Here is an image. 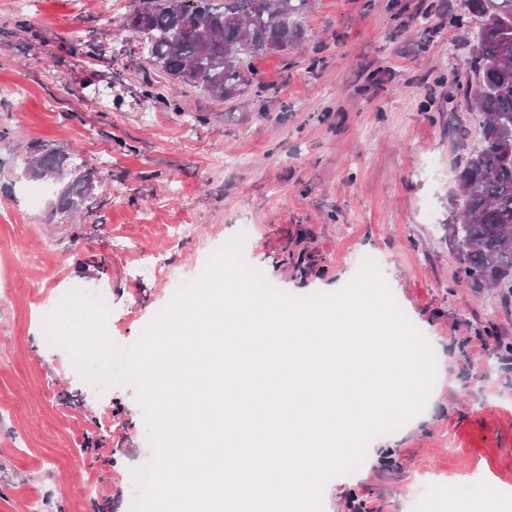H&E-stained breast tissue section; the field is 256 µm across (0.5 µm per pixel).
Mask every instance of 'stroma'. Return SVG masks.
<instances>
[{
    "instance_id": "stroma-1",
    "label": "stroma",
    "mask_w": 512,
    "mask_h": 512,
    "mask_svg": "<svg viewBox=\"0 0 512 512\" xmlns=\"http://www.w3.org/2000/svg\"><path fill=\"white\" fill-rule=\"evenodd\" d=\"M133 0H0V512H132L154 458L133 385L103 389L44 334L43 308L101 288L134 344L181 282L242 237L245 262L296 296L342 288L363 259L430 341L419 415L332 477L324 512H459L482 483L512 512V370L469 361L512 340V301L458 280L448 243L458 163L481 137L458 97L475 39L463 0H314L309 42L249 59L257 84L219 100L164 75L118 22ZM95 175L78 217L30 203L25 147ZM397 451V468L378 463Z\"/></svg>"
}]
</instances>
